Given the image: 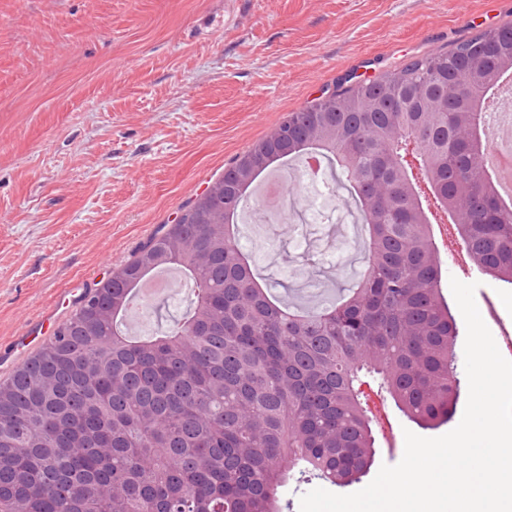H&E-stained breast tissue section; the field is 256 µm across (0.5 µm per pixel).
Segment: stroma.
<instances>
[{
    "label": "stroma",
    "mask_w": 512,
    "mask_h": 512,
    "mask_svg": "<svg viewBox=\"0 0 512 512\" xmlns=\"http://www.w3.org/2000/svg\"><path fill=\"white\" fill-rule=\"evenodd\" d=\"M511 20L512 0H0V379L288 113ZM288 192L296 221L246 217L238 244L274 296L321 304L357 281L337 221L353 203L321 182ZM443 268L512 325V285ZM192 296L176 280L129 333L156 335ZM385 406L397 435L374 428L371 474L401 460L403 430L453 428Z\"/></svg>",
    "instance_id": "stroma-1"
}]
</instances>
